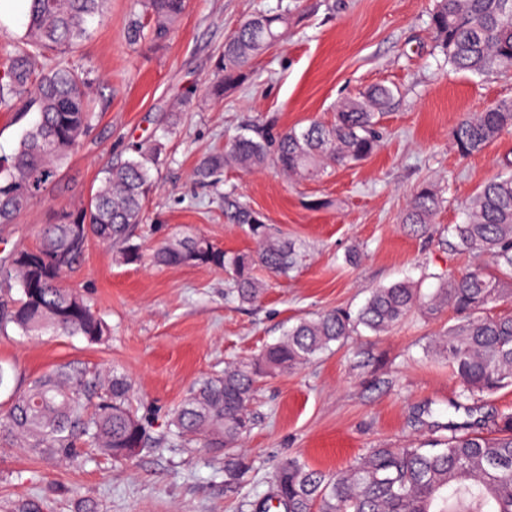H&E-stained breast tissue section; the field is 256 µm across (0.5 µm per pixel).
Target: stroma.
Returning <instances> with one entry per match:
<instances>
[{"label":"stroma","instance_id":"35a3bbf8","mask_svg":"<svg viewBox=\"0 0 512 512\" xmlns=\"http://www.w3.org/2000/svg\"><path fill=\"white\" fill-rule=\"evenodd\" d=\"M134 5L109 0L104 19L74 50L73 60L98 75L93 97L106 108L42 198L0 224V257L18 244L38 245L54 212L87 204L108 162L156 140L157 189L134 229L144 258L123 265L93 241L64 277L111 327L107 342L27 338L12 327L0 333V366L9 372L0 407L57 365L116 370L131 380L140 415L160 437L193 385L257 354L297 319L357 309L373 288L397 281L428 294L440 277L482 264V256L456 248L452 228L465 219V201L512 160V132L463 157L452 129L466 114L512 100V76L454 72L435 46L433 0H187L157 45L126 41ZM283 9L291 21L280 42L252 63L243 84L209 98L226 36L252 15ZM377 84L396 94L380 119V147L365 161L318 180L234 165L204 182L193 174L247 128L276 133L330 121L341 101ZM424 182L444 203L427 232L415 234L401 218ZM228 194L296 249L288 276L266 278L253 304L235 298L230 271L150 259L187 231L227 251L254 249L246 227L224 212ZM456 320L449 308L432 318L416 313L390 332L352 334L312 363L264 379L243 440L252 471L240 487L225 485L222 456L192 445L146 448L130 462L92 448L73 464L2 441L0 512H250L249 501L269 490L284 460L336 469L374 447L441 438L448 422L490 430L512 408V388L458 406L457 382L430 352L434 336Z\"/></svg>","mask_w":512,"mask_h":512}]
</instances>
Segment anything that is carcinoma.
Here are the masks:
<instances>
[{
	"mask_svg": "<svg viewBox=\"0 0 512 512\" xmlns=\"http://www.w3.org/2000/svg\"><path fill=\"white\" fill-rule=\"evenodd\" d=\"M23 34L3 51L0 62V112L25 127L13 153L0 157V224L41 197L62 163L75 152L94 120L90 96L98 78L69 54L105 16L108 0H23ZM126 40L137 44L164 40L181 17L185 0H136ZM288 11L260 14L241 22L224 40L218 62L221 76L208 93L241 82L257 57L275 46L288 28ZM431 27L436 46L456 71L473 75L512 73V0H434ZM394 99L387 86H373L341 102L329 124L270 134L261 129L241 135L228 150L205 157L195 175L207 180L225 165L261 170L274 162L285 174L318 177L338 166L367 159L379 143L380 114ZM512 129V100L462 118L453 129L459 153L482 152ZM162 148L141 145L134 156L110 162L88 205L62 211L46 224L36 248L43 262L27 260L29 249L15 246L0 260L11 289L21 296L0 302V331L12 325L25 336L47 333L82 336L90 343L109 339L103 318L63 276L79 263L90 240L116 248L125 265L141 261L133 242L146 200L156 187L151 168ZM430 185L411 196L402 223L425 228L441 208ZM236 223L248 227L258 248L226 252L207 238H175L154 253L163 265L184 263L229 268L234 296L255 303L265 290L256 276L262 268L285 276L294 264L295 246L274 237L263 217L237 199L224 197ZM466 220L454 226L457 247L491 258V265L444 281L430 295L407 281L372 290L357 311L335 309L302 318L257 356L231 363L224 372L193 386L169 416V432L224 456V482L248 481L251 467L242 441L253 426L249 407L259 383L315 360L359 328L386 332L418 312L428 318L446 308L458 321L433 339L432 351L448 362L466 400L512 386V163L465 202ZM82 225L80 241L74 239ZM439 448L422 444L371 448L345 468L323 471L301 459L282 462L270 490L249 502L252 512H512V412H503L488 433L448 426ZM0 439L34 455L78 462L82 448H101L116 461L135 457L150 440L146 422L133 404L129 378L112 374L102 382L78 370L56 366L14 392L0 411Z\"/></svg>",
	"mask_w": 512,
	"mask_h": 512,
	"instance_id": "carcinoma-1",
	"label": "carcinoma"
}]
</instances>
